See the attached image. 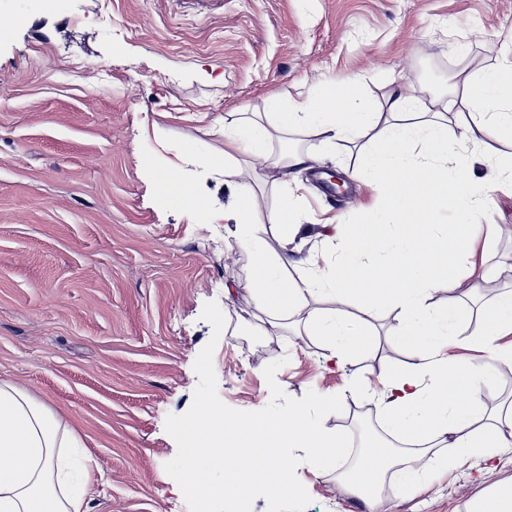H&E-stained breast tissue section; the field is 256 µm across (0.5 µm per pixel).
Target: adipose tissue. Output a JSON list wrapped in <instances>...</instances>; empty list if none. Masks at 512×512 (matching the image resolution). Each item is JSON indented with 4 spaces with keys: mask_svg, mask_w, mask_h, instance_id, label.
<instances>
[{
    "mask_svg": "<svg viewBox=\"0 0 512 512\" xmlns=\"http://www.w3.org/2000/svg\"><path fill=\"white\" fill-rule=\"evenodd\" d=\"M398 120L378 128L380 111ZM459 112V135L448 136L450 112ZM301 131L333 144L371 137L359 162L361 179L377 188V201L362 219L341 232L342 250L336 267L318 269L299 278L288 275L294 261L287 253L269 252L265 224L283 226L285 237L300 230L293 224L296 205L282 196L265 224H258L248 196H239L232 218L240 228V244L252 252L257 266L253 294L261 312L285 320L303 312L308 296L332 297L333 308L306 314L312 335L342 361L367 341L365 323L352 322L354 300L390 304L402 321L391 332L394 345L412 350L408 370L388 373L379 401L380 419L391 435L419 444L418 461L402 472L403 485L413 490L430 470L427 449L432 441L448 443L457 458L485 456L512 438V408L490 409L477 387L492 381L498 364L512 363V348L497 343L501 331L512 330V291L499 294L482 310L476 340L482 361L458 365L448 357V338L456 333L464 311L454 297L455 282L448 262L459 258L477 231L483 205L480 190H493L512 180V156L498 158L484 185H476L466 144L512 141V46L501 61L474 71L460 70L447 100H419L408 87L396 85L375 109L363 101L360 79L323 84L306 95L280 96L270 120L247 119L224 128V165L240 162L275 164L282 179L309 168L312 156L294 152L271 159L266 148L275 135ZM452 219L439 222L441 212ZM449 299L439 308L428 305L431 292ZM304 313V312H303ZM432 374L433 387L421 385ZM76 435L70 424L7 379H0V512H86L90 473L76 475L67 455ZM392 464L388 447L361 454L346 474L352 486H363L362 498L374 506V491Z\"/></svg>",
    "mask_w": 512,
    "mask_h": 512,
    "instance_id": "adipose-tissue-1",
    "label": "adipose tissue"
}]
</instances>
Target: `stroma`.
Listing matches in <instances>:
<instances>
[{"mask_svg": "<svg viewBox=\"0 0 512 512\" xmlns=\"http://www.w3.org/2000/svg\"><path fill=\"white\" fill-rule=\"evenodd\" d=\"M104 1L108 28L97 18ZM511 43L512 0H0V377L74 427L99 467L88 512H188L165 470L177 451L165 421L191 405L210 301L226 319L213 356L225 404L265 407L264 369L279 359L275 380L288 396L341 395L325 429L353 433L362 419L373 430L364 446L383 439L379 379L412 362L388 336L399 309H368L365 351L340 363L303 323H255V259L222 217L250 196L268 250L279 251L280 229L266 217L289 191L303 226L291 276L309 259L336 265V226L358 222L377 199L353 176L362 142L272 141V155L306 152L344 174L345 194L334 197L307 172L286 188L276 170L225 172L220 128L272 111L277 96L356 75L375 103L394 79L444 97L460 66L497 64ZM168 171L211 206L214 223L163 191L157 178ZM479 222L469 256L453 263L465 319L448 353L464 363L482 357L470 344L477 309L512 289V196L497 192ZM484 272L495 290L484 289ZM294 454L306 512H370L336 471ZM508 480L512 447L434 467L417 490L380 500L389 512H465Z\"/></svg>", "mask_w": 512, "mask_h": 512, "instance_id": "obj_1", "label": "stroma"}]
</instances>
